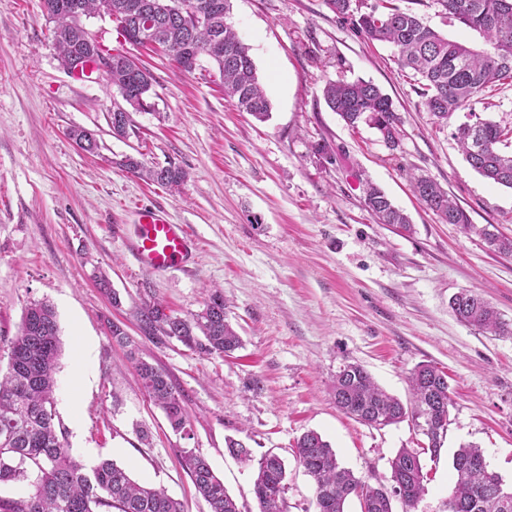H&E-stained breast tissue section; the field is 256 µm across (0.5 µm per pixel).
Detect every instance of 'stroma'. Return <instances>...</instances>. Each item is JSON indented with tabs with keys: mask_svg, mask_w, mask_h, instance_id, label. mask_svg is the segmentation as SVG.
Returning a JSON list of instances; mask_svg holds the SVG:
<instances>
[{
	"mask_svg": "<svg viewBox=\"0 0 512 512\" xmlns=\"http://www.w3.org/2000/svg\"><path fill=\"white\" fill-rule=\"evenodd\" d=\"M396 3L449 39L485 45L434 0ZM229 20L250 48L269 119L237 111L209 58L186 72L170 54L132 46L153 76L155 107L132 113L129 136L118 139L109 126L118 90L106 77L80 82L62 69L43 0H0V369L27 306L46 301L61 341L55 422L74 458L113 460L183 512H209L181 465L182 449L193 448L242 512H257L252 469L225 450L226 437L245 432L254 456L272 450L288 464L284 512H313V480L294 459L305 431L373 484L389 483L397 449L425 441L408 419L378 429L342 414L330 392L336 372L358 362L405 401L410 370L431 363L447 373L453 404L413 512H445L452 454L464 443L480 446L511 486L512 336L460 323L449 300L473 291L512 324V254L443 222L412 179L433 178L474 224L510 238L512 189L464 159L453 131L466 113L434 123L395 48L368 41L327 0H231ZM358 79L391 97L397 145L327 107V81ZM74 127L97 132V153L76 146ZM127 155L175 164L190 178L179 192L146 182L119 167ZM370 183L409 216L411 231L367 211ZM136 205L190 226L199 243L192 270L138 265L129 248ZM101 273L111 293L97 287ZM210 288L223 289L242 348L206 357L141 336L134 314L143 302L159 299L184 317ZM114 323L168 375L189 415L186 432L173 431L149 399L128 348L112 341Z\"/></svg>",
	"mask_w": 512,
	"mask_h": 512,
	"instance_id": "obj_1",
	"label": "stroma"
}]
</instances>
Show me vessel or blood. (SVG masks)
<instances>
[{
    "label": "vessel or blood",
    "mask_w": 512,
    "mask_h": 512,
    "mask_svg": "<svg viewBox=\"0 0 512 512\" xmlns=\"http://www.w3.org/2000/svg\"><path fill=\"white\" fill-rule=\"evenodd\" d=\"M194 245L187 226L173 223L163 209H138L131 251L142 268L163 271L185 266Z\"/></svg>",
    "instance_id": "vessel-or-blood-1"
}]
</instances>
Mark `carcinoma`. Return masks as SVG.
<instances>
[{
    "label": "carcinoma",
    "mask_w": 512,
    "mask_h": 512,
    "mask_svg": "<svg viewBox=\"0 0 512 512\" xmlns=\"http://www.w3.org/2000/svg\"><path fill=\"white\" fill-rule=\"evenodd\" d=\"M54 23L51 31L59 62L79 54L86 45L83 19L101 14L106 6L128 17L131 31L118 32L143 45L158 46L178 55L202 47L218 67L224 95L259 121L270 115V102L256 75L250 47L227 22L230 0H43ZM336 15L348 18L370 40L392 44L401 68L412 72L427 111L440 126L459 111L472 108L475 96L503 81L512 82V0H434L450 15L485 39L477 50L450 40L424 23L411 10L394 0H379L378 9L351 14V0H327ZM199 11L207 23L196 21ZM112 59L109 78L117 90L125 91L131 111H144L151 104L152 82L137 80L123 64L121 52L90 59L93 65ZM328 107L347 126L356 128L367 116L397 140L400 117L392 100L373 83L328 81L323 89ZM130 111L110 113L112 136L124 138L131 129ZM94 131L76 127L69 131L76 145L89 143L86 151L98 149L89 141ZM454 139L468 164L494 185L512 189V151L503 146L512 139V126L488 119L459 125ZM118 165L128 172L178 190L188 173L175 164L146 168L126 156ZM414 191L426 207L448 224L465 232L483 235L488 246L512 254V238L477 229L467 212L448 192L429 177L414 179ZM365 206L382 224L410 229V221L376 186L366 190ZM450 308L463 324L494 335L512 334V326L500 319L480 295L462 290L450 300ZM142 335L175 338L205 356H224L242 346V339L228 321L224 292L218 288L208 295L203 308L189 318L166 312L159 301L146 302L136 312ZM60 356L57 315L52 305L34 301L25 309L19 333L10 341L7 372L0 374V484L27 481L33 492L26 497H0V512H181L180 503L162 488L140 484L111 460L86 468L72 457L58 432L53 410V393ZM135 367L147 395L165 413L170 427L182 432L187 414L180 395L168 375L154 364L135 359ZM412 399L405 404L386 393L358 363H347L336 373L332 396L336 407L357 422L376 428L408 418L427 439L420 448H400L390 460V489L372 485L339 465L329 442L316 431H307L296 442L297 463L314 482L315 512H346L348 501L356 499L361 512H394V501L410 512L429 480L422 455L435 459L449 425L448 376L432 364L420 363L409 375ZM225 448L240 461L255 466L253 492L259 512H283L287 490L284 460L273 452L260 458L242 440L225 439ZM183 466L197 493L207 502L209 512H241L207 459L189 449L181 455ZM455 480L446 502L447 512H512V488L487 463L476 444L461 445L452 456Z\"/></svg>",
    "instance_id": "obj_1"
}]
</instances>
